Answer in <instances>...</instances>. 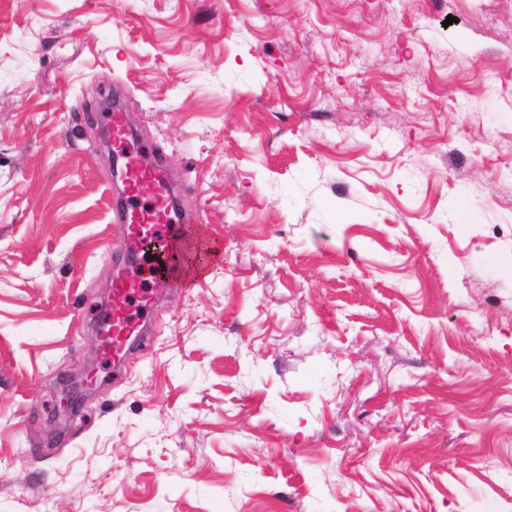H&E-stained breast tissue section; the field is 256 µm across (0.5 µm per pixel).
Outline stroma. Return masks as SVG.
Returning <instances> with one entry per match:
<instances>
[{"label": "stroma", "mask_w": 512, "mask_h": 512, "mask_svg": "<svg viewBox=\"0 0 512 512\" xmlns=\"http://www.w3.org/2000/svg\"><path fill=\"white\" fill-rule=\"evenodd\" d=\"M103 85L213 249L119 379ZM0 512H512V0H0Z\"/></svg>", "instance_id": "obj_1"}]
</instances>
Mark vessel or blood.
<instances>
[{
  "label": "vessel or blood",
  "mask_w": 512,
  "mask_h": 512,
  "mask_svg": "<svg viewBox=\"0 0 512 512\" xmlns=\"http://www.w3.org/2000/svg\"><path fill=\"white\" fill-rule=\"evenodd\" d=\"M109 123L114 154L121 163L125 183L122 201L113 210L114 220L128 242L157 241L162 250L180 252L185 243L184 219L176 207L169 172L150 157L149 148L132 133L126 112L113 109ZM156 258H143L139 270L117 272L112 280V305L106 334L113 359H121L127 344L137 343L143 333L142 321L132 317V309L152 311L157 304L150 286L156 275Z\"/></svg>",
  "instance_id": "vessel-or-blood-1"
}]
</instances>
